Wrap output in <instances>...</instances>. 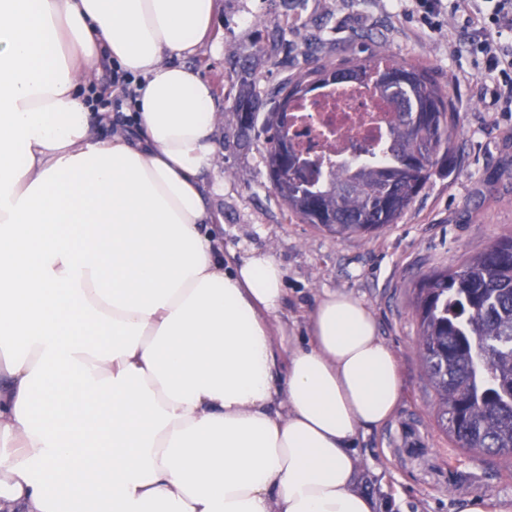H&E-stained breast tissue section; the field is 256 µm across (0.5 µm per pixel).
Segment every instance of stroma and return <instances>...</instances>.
Here are the masks:
<instances>
[{
	"mask_svg": "<svg viewBox=\"0 0 512 512\" xmlns=\"http://www.w3.org/2000/svg\"><path fill=\"white\" fill-rule=\"evenodd\" d=\"M214 35L221 50L202 49L190 63L215 89L224 194L213 206L225 258L261 250L281 264L283 319L294 336L305 335L306 316L325 291L354 293L398 359L404 396L392 419L358 442L371 493L392 512H458L464 499L488 495L512 500V459L456 448L437 427L417 351L420 279L512 234V114L483 107L466 31L445 11L426 24L399 0H217ZM388 53L424 65L447 93L457 163L432 177L397 224L339 241L290 216L271 189L264 136L244 132L236 104L250 100L267 111L289 75Z\"/></svg>",
	"mask_w": 512,
	"mask_h": 512,
	"instance_id": "obj_1",
	"label": "stroma"
}]
</instances>
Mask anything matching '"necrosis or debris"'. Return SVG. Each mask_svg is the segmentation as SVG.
Instances as JSON below:
<instances>
[{
  "label": "necrosis or debris",
  "mask_w": 512,
  "mask_h": 512,
  "mask_svg": "<svg viewBox=\"0 0 512 512\" xmlns=\"http://www.w3.org/2000/svg\"><path fill=\"white\" fill-rule=\"evenodd\" d=\"M394 118L372 83L328 84L289 104L288 141L325 175L380 153Z\"/></svg>",
  "instance_id": "necrosis-or-debris-1"
}]
</instances>
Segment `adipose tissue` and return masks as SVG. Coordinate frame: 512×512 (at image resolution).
Masks as SVG:
<instances>
[{"mask_svg":"<svg viewBox=\"0 0 512 512\" xmlns=\"http://www.w3.org/2000/svg\"><path fill=\"white\" fill-rule=\"evenodd\" d=\"M216 0H0V512H381L357 442L404 391L366 304L275 335L285 272L226 262ZM135 77L98 112L96 76Z\"/></svg>","mask_w":512,"mask_h":512,"instance_id":"1","label":"adipose tissue"}]
</instances>
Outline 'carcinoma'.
<instances>
[{"instance_id":"cac0c4a2","label":"carcinoma","mask_w":512,"mask_h":512,"mask_svg":"<svg viewBox=\"0 0 512 512\" xmlns=\"http://www.w3.org/2000/svg\"><path fill=\"white\" fill-rule=\"evenodd\" d=\"M393 72L406 78L377 87L396 112L381 159L352 163L318 179L288 145L284 112L315 87ZM263 161L288 213L338 239L378 233L398 222L434 172L451 164L454 117L429 71L398 61L352 58L283 81L262 114ZM424 373L436 395V422L458 448L512 456V235L495 240L456 268L426 276L414 302Z\"/></svg>"}]
</instances>
